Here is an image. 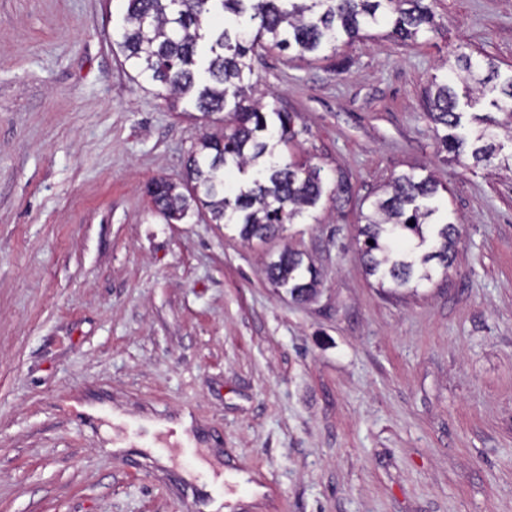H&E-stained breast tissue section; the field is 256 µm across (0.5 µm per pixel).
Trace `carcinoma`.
Masks as SVG:
<instances>
[{"instance_id":"1","label":"carcinoma","mask_w":512,"mask_h":512,"mask_svg":"<svg viewBox=\"0 0 512 512\" xmlns=\"http://www.w3.org/2000/svg\"><path fill=\"white\" fill-rule=\"evenodd\" d=\"M381 25L412 42L437 29L427 0H127L112 51L134 72L130 79L142 77L173 99L190 97L206 126L223 112L230 123L227 131L203 133L182 184L149 183L154 209L180 220L195 204L214 223L237 225L241 238L263 240L316 207L324 193L320 168L277 152L295 144L298 115L253 98L257 49L336 54ZM444 67L450 79L432 77L426 92L427 112L448 129L443 149L459 162L496 159L512 170V152L497 141L502 130L512 142V75L488 56L455 55ZM389 188L363 216L358 244L366 274L398 290L432 280V261L451 267L461 230L447 221L425 235L423 226L440 211L433 178L403 173ZM267 276L300 298L316 291V272L289 248Z\"/></svg>"}]
</instances>
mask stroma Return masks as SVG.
<instances>
[{
	"label": "stroma",
	"instance_id": "obj_1",
	"mask_svg": "<svg viewBox=\"0 0 512 512\" xmlns=\"http://www.w3.org/2000/svg\"><path fill=\"white\" fill-rule=\"evenodd\" d=\"M418 43L265 52L256 94L352 193L242 241L145 186L204 125L112 53L125 0H0V512H512V173L466 167L425 106L448 56L512 73V0H435ZM433 175L459 255L415 293L358 255L393 176ZM319 272L291 299L265 265ZM159 428L153 449L124 429Z\"/></svg>",
	"mask_w": 512,
	"mask_h": 512
}]
</instances>
